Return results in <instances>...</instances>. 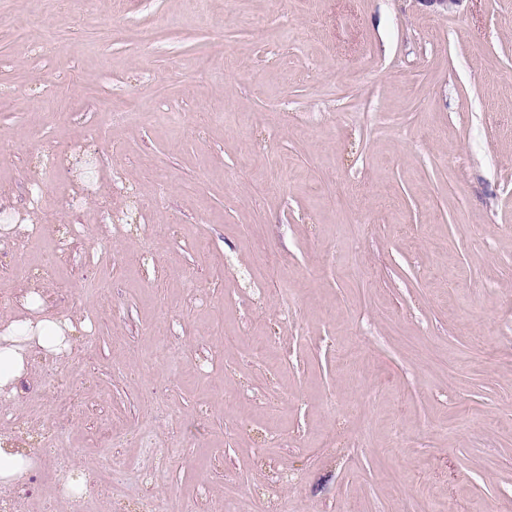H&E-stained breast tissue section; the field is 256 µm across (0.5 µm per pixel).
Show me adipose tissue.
<instances>
[{
    "label": "adipose tissue",
    "mask_w": 512,
    "mask_h": 512,
    "mask_svg": "<svg viewBox=\"0 0 512 512\" xmlns=\"http://www.w3.org/2000/svg\"><path fill=\"white\" fill-rule=\"evenodd\" d=\"M75 333L71 320L46 313L38 283L20 291L10 312L0 315V399L7 401L17 394L30 373L32 355L69 352ZM37 464V459L21 448L13 428H0V487L14 484Z\"/></svg>",
    "instance_id": "adipose-tissue-1"
}]
</instances>
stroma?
<instances>
[{"label":"stroma","instance_id":"obj_1","mask_svg":"<svg viewBox=\"0 0 512 512\" xmlns=\"http://www.w3.org/2000/svg\"><path fill=\"white\" fill-rule=\"evenodd\" d=\"M33 7L0 0V313L36 280L90 331L34 357L0 497L67 512L82 465L92 512H512V0ZM14 430L0 428V487L14 484L38 464L37 458L21 448Z\"/></svg>","mask_w":512,"mask_h":512}]
</instances>
